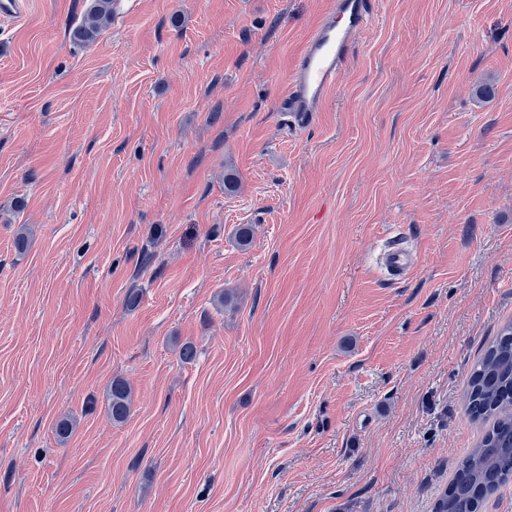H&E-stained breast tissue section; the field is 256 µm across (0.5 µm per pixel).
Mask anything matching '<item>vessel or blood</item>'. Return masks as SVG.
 Returning a JSON list of instances; mask_svg holds the SVG:
<instances>
[{
  "instance_id": "vessel-or-blood-1",
  "label": "vessel or blood",
  "mask_w": 512,
  "mask_h": 512,
  "mask_svg": "<svg viewBox=\"0 0 512 512\" xmlns=\"http://www.w3.org/2000/svg\"><path fill=\"white\" fill-rule=\"evenodd\" d=\"M375 0H329L310 36L297 54L285 94L278 109L290 124L312 126L335 90L353 45L373 16ZM414 263L411 252L400 243L383 254L391 277H401Z\"/></svg>"
}]
</instances>
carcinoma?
Returning <instances> with one entry per match:
<instances>
[{"mask_svg": "<svg viewBox=\"0 0 512 512\" xmlns=\"http://www.w3.org/2000/svg\"><path fill=\"white\" fill-rule=\"evenodd\" d=\"M112 22V0H90L81 20L71 28V40L91 43ZM468 412L489 428L461 461L450 486L435 500L433 512H479L481 504L512 478V321L487 347L468 380ZM133 391L121 378L106 392L112 423H124Z\"/></svg>", "mask_w": 512, "mask_h": 512, "instance_id": "1", "label": "carcinoma"}]
</instances>
